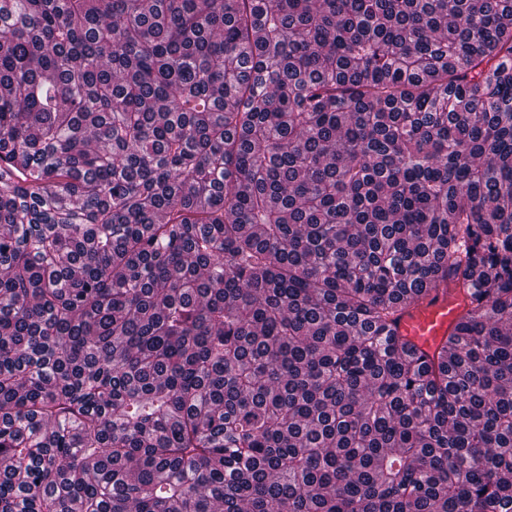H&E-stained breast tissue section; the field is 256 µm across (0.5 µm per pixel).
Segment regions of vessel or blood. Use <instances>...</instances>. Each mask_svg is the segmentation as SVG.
Returning a JSON list of instances; mask_svg holds the SVG:
<instances>
[{
  "instance_id": "vessel-or-blood-1",
  "label": "vessel or blood",
  "mask_w": 512,
  "mask_h": 512,
  "mask_svg": "<svg viewBox=\"0 0 512 512\" xmlns=\"http://www.w3.org/2000/svg\"><path fill=\"white\" fill-rule=\"evenodd\" d=\"M466 301L455 291L431 295L422 301L401 307L397 312V335L410 341L417 352L428 355L438 351Z\"/></svg>"
}]
</instances>
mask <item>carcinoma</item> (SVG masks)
Returning <instances> with one entry per match:
<instances>
[{
    "label": "carcinoma",
    "mask_w": 512,
    "mask_h": 512,
    "mask_svg": "<svg viewBox=\"0 0 512 512\" xmlns=\"http://www.w3.org/2000/svg\"><path fill=\"white\" fill-rule=\"evenodd\" d=\"M0 159V512H512V0H0ZM467 301L450 290L401 307L397 312L396 335L410 341L417 352L433 355L438 351Z\"/></svg>",
    "instance_id": "obj_1"
}]
</instances>
